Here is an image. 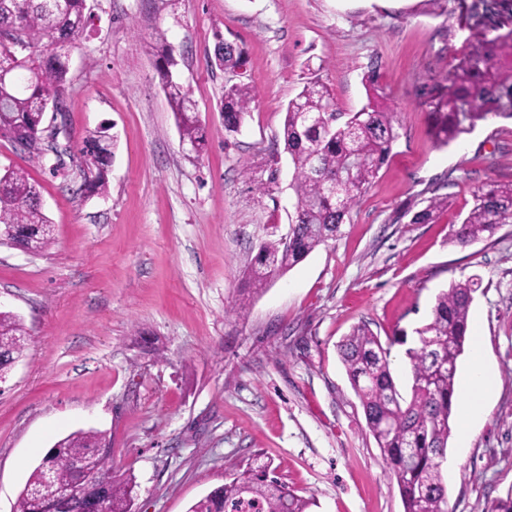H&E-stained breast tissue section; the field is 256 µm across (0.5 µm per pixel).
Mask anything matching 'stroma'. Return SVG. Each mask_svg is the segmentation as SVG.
<instances>
[{"instance_id":"1","label":"stroma","mask_w":512,"mask_h":512,"mask_svg":"<svg viewBox=\"0 0 512 512\" xmlns=\"http://www.w3.org/2000/svg\"><path fill=\"white\" fill-rule=\"evenodd\" d=\"M67 66L70 149L34 159L0 139V173L39 186L52 244H0V310L27 349L0 383V512L60 438L106 432L131 512H187L253 462L312 500L311 512H403L337 346L354 327L380 338L427 323L437 294L479 276L469 321L482 327L496 392L467 445L449 436L448 512H492L512 496V224L466 247L448 242L483 185L512 182V120L491 118L447 146L431 99L476 41L461 0H86ZM176 48L205 147L183 146L161 88L156 33ZM233 43L235 71L210 66ZM394 108L398 138L340 233L230 314L265 240L286 237L293 166L280 133L306 81L360 110L365 78ZM256 101L224 129V89ZM117 138L105 192L79 176L84 138ZM434 196V223L411 218Z\"/></svg>"}]
</instances>
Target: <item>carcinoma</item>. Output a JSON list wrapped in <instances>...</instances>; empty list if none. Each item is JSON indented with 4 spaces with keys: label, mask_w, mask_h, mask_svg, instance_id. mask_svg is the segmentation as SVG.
Segmentation results:
<instances>
[{
    "label": "carcinoma",
    "mask_w": 512,
    "mask_h": 512,
    "mask_svg": "<svg viewBox=\"0 0 512 512\" xmlns=\"http://www.w3.org/2000/svg\"><path fill=\"white\" fill-rule=\"evenodd\" d=\"M477 25L497 31L506 26L502 0H479ZM86 25V0H0V127L24 139L43 125L53 101L64 97L67 66L56 49L75 43ZM157 70L175 115L181 141L204 146L203 129L192 105L190 89L177 80L174 49L159 32L155 37ZM25 45L23 57L15 50ZM368 103L338 123L340 113L329 88L317 80L304 85L285 112L284 149L293 164L291 189L296 195L288 237L262 243L248 272L246 288L259 291L270 278L303 261L336 237L346 216L377 177L398 138L395 113L381 100L376 76H368ZM445 90L434 104V135L447 145L492 116L512 119V28L493 38L481 37L446 77ZM255 92L244 84L224 90V129L236 132L250 113ZM115 137L102 129L84 141V183L106 190ZM448 207V197H432L414 213L412 223L434 221ZM512 223V183H491L473 196V205L451 225L448 243L466 247L492 237ZM19 233L42 251L51 245L52 226L43 213L36 183L22 169L0 173V225ZM478 279L453 283L439 293L429 322L414 330V345L405 350L412 374L411 393L403 396L390 372L391 349L406 336L381 341L367 326L356 327L339 345L351 386L363 407L366 428L396 480L403 512H448V489L440 472L450 434L449 419L456 372L463 354L473 293ZM28 345L16 317L0 311V354L19 358ZM111 445L102 431H75L60 439L31 472L14 512H98L91 501L61 498L74 480L64 460L91 458L108 479L103 512H131L135 482L112 471ZM308 512L312 502L297 495L269 466H249L223 486L194 502L188 512Z\"/></svg>",
    "instance_id": "carcinoma-1"
}]
</instances>
